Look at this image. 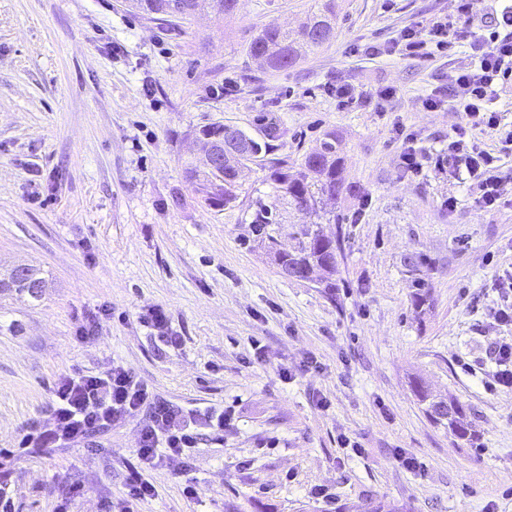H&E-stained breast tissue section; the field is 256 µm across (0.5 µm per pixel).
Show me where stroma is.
<instances>
[{"mask_svg":"<svg viewBox=\"0 0 512 512\" xmlns=\"http://www.w3.org/2000/svg\"><path fill=\"white\" fill-rule=\"evenodd\" d=\"M315 2L239 0L233 16L180 33L125 0H0V278L27 265L47 281L36 301L0 293L9 512H106L123 499L149 410L72 448L17 447L48 421L55 380L115 364L182 415H233L220 432L199 421L189 458L150 469L157 494L134 512H364L373 499L398 512H512V393L483 385L492 344L512 336L488 328L495 279L512 263V202L475 209L447 171L406 175L399 158L402 127L425 153L447 148L459 113L421 101L469 50L387 52L449 0H336L335 37L293 68L247 54L258 28L297 27ZM337 82L397 95L381 112L342 108L327 92ZM213 123L274 133L275 156L295 163L335 133L351 188L342 223L324 227L343 239L335 296L275 262L308 217L277 198L269 161L243 169L235 206L200 201L184 171L194 130ZM259 200L280 214L267 240L250 222ZM415 252L433 295L423 314L403 263ZM156 309L180 346L148 325ZM306 356L318 367L298 372ZM416 380L468 406L480 447L451 444ZM344 436L361 454L340 447ZM398 449L419 470L399 466ZM317 485L328 500L312 497Z\"/></svg>","mask_w":512,"mask_h":512,"instance_id":"35a3bbf8","label":"stroma"}]
</instances>
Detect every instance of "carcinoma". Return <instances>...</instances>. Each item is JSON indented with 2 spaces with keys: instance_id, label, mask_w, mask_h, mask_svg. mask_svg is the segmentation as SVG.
<instances>
[{
  "instance_id": "carcinoma-1",
  "label": "carcinoma",
  "mask_w": 512,
  "mask_h": 512,
  "mask_svg": "<svg viewBox=\"0 0 512 512\" xmlns=\"http://www.w3.org/2000/svg\"><path fill=\"white\" fill-rule=\"evenodd\" d=\"M194 0H134L129 7L144 16L159 20L172 29L189 28L196 19ZM336 27V10L332 0H323L317 9L309 12L305 21L295 31H288L276 23L264 25L248 42L247 52L260 58L272 69H286L293 66L302 55L330 41ZM240 158L232 164L224 165L218 173L200 171L191 166L186 168V178L202 202L209 207H225L237 200V165L254 162L268 155L274 149V137L258 140L245 131H239ZM195 138L199 150L224 140V126L204 125L196 129ZM341 157L338 156L336 135L325 134L319 149L307 154L301 168L296 170L288 165V160L280 159L271 167L270 179L277 192L288 199L295 209L316 216L314 224L300 225L297 234L301 237L299 250L291 253H277L280 266H289L298 271L319 273L317 283L322 287L336 290L337 256L340 255V242L322 233L320 225L337 224L340 221L328 204L336 202L346 191L339 180ZM276 223L272 209L257 203L251 224L256 233L262 235L268 225ZM412 304L424 309L431 302V288L426 280H414L411 293ZM418 401L425 405V411L433 423L443 427L456 444L471 448L479 446L480 435L477 429L464 420L465 407L451 397H438L422 383L414 382Z\"/></svg>"
}]
</instances>
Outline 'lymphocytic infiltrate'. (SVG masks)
Wrapping results in <instances>:
<instances>
[{
    "label": "lymphocytic infiltrate",
    "mask_w": 512,
    "mask_h": 512,
    "mask_svg": "<svg viewBox=\"0 0 512 512\" xmlns=\"http://www.w3.org/2000/svg\"><path fill=\"white\" fill-rule=\"evenodd\" d=\"M450 2L451 17L411 23L402 30L396 47L410 58H432L455 43L476 49L474 61L451 77L452 98H443L435 90L423 101L428 111L446 106L460 112L461 121L448 138L447 152L433 157L414 147L413 135H404L400 165L407 174L420 172L430 163L449 168L456 180L468 185L474 206L491 210L502 202L499 162L512 154V127L502 125L494 108L500 86L512 78V4L496 11L487 32L480 34L465 25L472 13V0ZM482 131L487 140L479 139ZM51 395V426L31 423L19 448L70 447L141 409H150L151 421L141 430L138 465L127 478L121 512H132L133 503L155 496L156 489L147 477L149 468L164 455L186 456L196 446L193 419L177 418L169 407L157 403L147 386L123 366H113L103 376L60 377L52 385Z\"/></svg>",
    "instance_id": "1"
}]
</instances>
